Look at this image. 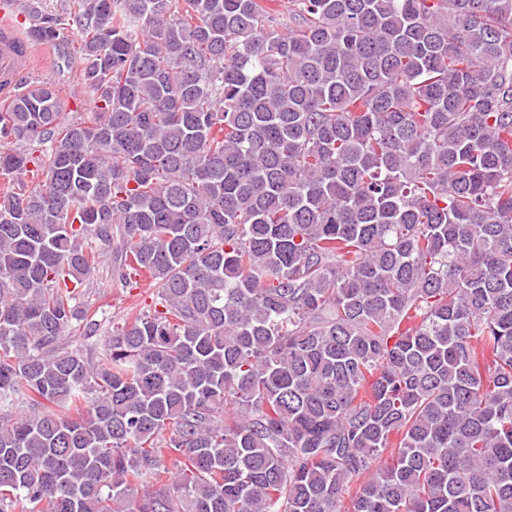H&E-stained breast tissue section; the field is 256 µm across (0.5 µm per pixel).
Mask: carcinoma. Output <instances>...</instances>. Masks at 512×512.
I'll return each mask as SVG.
<instances>
[{
	"instance_id": "1",
	"label": "carcinoma",
	"mask_w": 512,
	"mask_h": 512,
	"mask_svg": "<svg viewBox=\"0 0 512 512\" xmlns=\"http://www.w3.org/2000/svg\"><path fill=\"white\" fill-rule=\"evenodd\" d=\"M270 2L25 30L91 104L0 109V512H512V0ZM89 283L84 300L91 303L93 309L102 311L97 316L100 325L90 330L81 325L63 336L61 343L80 350L85 356L97 358L105 348L112 329L127 321L132 308L141 312L150 308L157 288L150 286L149 282L141 284L140 288H122L113 280L107 263L93 271Z\"/></svg>"
}]
</instances>
